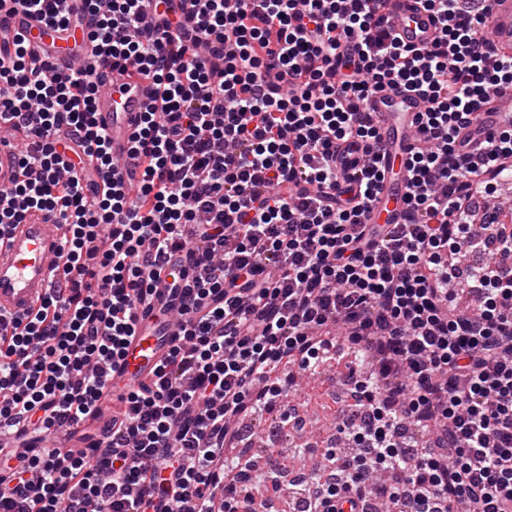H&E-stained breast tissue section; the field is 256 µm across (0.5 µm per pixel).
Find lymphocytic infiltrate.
<instances>
[{
  "label": "lymphocytic infiltrate",
  "instance_id": "1",
  "mask_svg": "<svg viewBox=\"0 0 512 512\" xmlns=\"http://www.w3.org/2000/svg\"><path fill=\"white\" fill-rule=\"evenodd\" d=\"M384 0H22L86 29L112 68L152 76L116 182L93 120L91 77L0 52V120L23 137L0 189V235L31 211L69 226L64 279L0 331V512H256L236 450L255 416L291 420L298 378L354 356L347 451L307 482L303 512H512V233L483 246L478 203L512 172V130L477 159L456 145L512 89L490 59V0H422L440 26L401 45ZM403 87L417 117L401 224H369L381 136L366 104ZM80 144L112 182L95 204L60 149ZM236 222H227V214ZM187 252L182 325L153 379L129 394L104 445L50 451L26 436L82 421L124 357L148 267Z\"/></svg>",
  "mask_w": 512,
  "mask_h": 512
}]
</instances>
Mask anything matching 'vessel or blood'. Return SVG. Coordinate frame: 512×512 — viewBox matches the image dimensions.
Masks as SVG:
<instances>
[{
	"mask_svg": "<svg viewBox=\"0 0 512 512\" xmlns=\"http://www.w3.org/2000/svg\"><path fill=\"white\" fill-rule=\"evenodd\" d=\"M490 38L503 52L512 51V0H491ZM391 18L399 41L407 46L425 47L439 36L430 11L419 0H390ZM15 31L24 37L32 53L30 63L39 67L54 62L63 69L91 75L103 89L94 105V119L112 139V155L119 172H126L132 161L128 156L131 136L142 113L152 100L156 87L151 79L134 67L123 71L103 65L96 56L86 31L38 21L22 8L0 9V33ZM373 123L381 134V152L389 160L380 195L367 213L370 224H399L403 221L408 185L406 162L416 132L413 127L425 102L417 93L398 89L380 91L367 104ZM512 129V91L504 92L493 104L485 106L466 129L464 149L474 153L478 144L493 133ZM20 171V153L16 142L0 138V188L11 187ZM68 230L59 219L48 220L34 213L25 223L14 225L0 240V314L15 318L35 311L53 292L65 270V241ZM166 273L154 279L153 307L139 311L134 336L128 340L124 359L114 365L98 401L100 413L88 416L67 428H59L58 447L85 448L102 433L113 410L123 398L152 378L157 366L166 361L172 339L178 332L180 296L170 288Z\"/></svg>",
	"mask_w": 512,
	"mask_h": 512,
	"instance_id": "vessel-or-blood-1",
	"label": "vessel or blood"
}]
</instances>
